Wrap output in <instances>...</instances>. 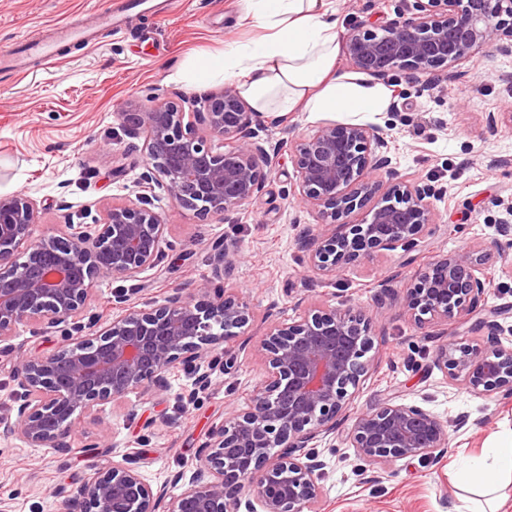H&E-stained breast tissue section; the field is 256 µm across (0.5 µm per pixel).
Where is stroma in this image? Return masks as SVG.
I'll use <instances>...</instances> for the list:
<instances>
[{"label": "stroma", "mask_w": 512, "mask_h": 512, "mask_svg": "<svg viewBox=\"0 0 512 512\" xmlns=\"http://www.w3.org/2000/svg\"><path fill=\"white\" fill-rule=\"evenodd\" d=\"M153 11L131 16L121 34L95 28L92 48L67 43L50 69L33 66L0 82V195L23 192L41 206L34 235H55L64 221L101 223L112 203L133 198L145 166L143 137L127 134L118 112L151 105L155 96L191 94L171 81L178 68L202 55H219L228 42L250 43L262 34L241 0H157ZM403 0H334L337 30L357 21L395 19ZM112 0H0V53L73 15L95 18ZM396 96L388 111L366 114V124L390 138L391 165L437 195L436 217L407 262L403 250H375L324 280L307 272L299 241L318 222L315 212L292 201L295 165L281 153L262 194L221 216L201 218L167 196L154 201L169 226L171 247L158 265L135 280L98 277L79 322H111L115 294L147 309L165 296L196 295L212 279L213 246L238 252L224 287L248 302L253 319L226 348L236 359L232 374L215 362L212 385L193 409L182 406L194 370L168 374L166 387L140 388L121 404L84 416L72 448H33L0 437V512H63V505L93 470L133 461L152 486L178 494L172 480L191 473L198 448L232 410L244 408L266 379L254 347L267 325L288 322L297 303L324 308L343 301L365 309L375 343L370 371L353 406L362 409L395 397L430 410L443 421L464 419L449 433L439 461L402 459L383 468L345 447L344 429L319 442L325 463L322 512H468L460 490V465L496 439L512 433V399L477 397L446 383L432 361L435 340L403 315L399 295L419 263L448 252L470 253L494 278L488 304L506 310L512 326V235L499 231L512 204V55L480 49L449 69H438L431 89L402 72L389 76ZM390 286L394 300L372 307L371 296ZM61 333L39 324L19 326L0 342V418H12L21 390L11 372L21 356L56 349Z\"/></svg>", "instance_id": "obj_1"}]
</instances>
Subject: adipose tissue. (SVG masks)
<instances>
[{
  "mask_svg": "<svg viewBox=\"0 0 512 512\" xmlns=\"http://www.w3.org/2000/svg\"><path fill=\"white\" fill-rule=\"evenodd\" d=\"M245 10L266 34L260 41L226 47L219 56L195 58L178 70L176 82L205 89L232 82L257 113L285 117L294 112L358 115L386 111L391 91L337 65L339 40L332 0H245ZM463 489L470 501L486 502L485 512H503L493 499L498 477L512 476V435L472 459Z\"/></svg>",
  "mask_w": 512,
  "mask_h": 512,
  "instance_id": "1",
  "label": "adipose tissue"
}]
</instances>
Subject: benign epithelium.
<instances>
[{"mask_svg":"<svg viewBox=\"0 0 512 512\" xmlns=\"http://www.w3.org/2000/svg\"><path fill=\"white\" fill-rule=\"evenodd\" d=\"M485 45L512 54V0H414L412 12L384 24H354L345 50L354 70L379 79L432 74ZM118 117L130 134L144 135L148 163L140 192L112 204L102 223L66 224L61 235L38 241L37 200L0 196V342L28 323L67 327L55 351L21 357L12 369L25 400L3 433L34 448H71L80 415L160 385L182 365L199 370L196 390L207 389V359L252 318L239 294L204 283L196 299L170 294L107 325L73 321L95 278L134 280L170 246L154 211L156 191L199 217L222 216L259 197L274 161L288 152L296 201L320 217L300 246L308 269L322 278L373 249L411 251L434 223L431 188L390 167L387 134L378 127L326 123L272 144L232 86ZM362 209L361 223H336ZM213 262L226 273L235 259L220 245ZM490 281L467 254L450 252L421 264L400 305L417 325L446 336L487 310ZM499 316L493 310L480 319L482 335L471 341L436 347L433 362L448 384L475 396L512 397V346L502 342ZM373 345L371 319L343 304L271 324L257 345L267 367L263 386L199 449L179 495L169 499L135 467L114 465L83 481L65 512H320L324 464L312 448L343 419L350 421L343 443L364 460L438 459L448 451V424L430 411L390 399L353 410L352 389L369 372Z\"/></svg>","mask_w":512,"mask_h":512,"instance_id":"benign-epithelium-1","label":"benign epithelium"}]
</instances>
